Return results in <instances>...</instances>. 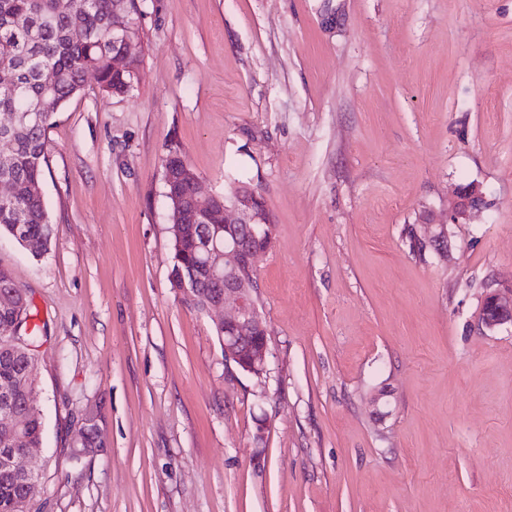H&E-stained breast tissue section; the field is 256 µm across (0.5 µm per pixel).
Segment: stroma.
Returning a JSON list of instances; mask_svg holds the SVG:
<instances>
[{"instance_id":"35a3bbf8","label":"stroma","mask_w":512,"mask_h":512,"mask_svg":"<svg viewBox=\"0 0 512 512\" xmlns=\"http://www.w3.org/2000/svg\"><path fill=\"white\" fill-rule=\"evenodd\" d=\"M141 10L133 90L88 81L47 133V252L0 236L47 325L29 512H512V325L479 322L512 284V0ZM172 149L275 217L266 378L170 286ZM470 182L484 206L410 251Z\"/></svg>"}]
</instances>
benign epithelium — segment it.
Returning a JSON list of instances; mask_svg holds the SVG:
<instances>
[{"mask_svg": "<svg viewBox=\"0 0 512 512\" xmlns=\"http://www.w3.org/2000/svg\"><path fill=\"white\" fill-rule=\"evenodd\" d=\"M119 40L122 51L114 58L113 65L122 70L135 58L131 48L139 39L125 31ZM163 180L170 208L178 213L177 223L170 225L173 241L179 244L189 238L203 219L220 220L212 225L213 236L200 246L198 262L173 281V288L191 301L199 274L224 284L209 294L204 310L232 309L231 316L216 323L224 347V361L233 362L243 372L261 379L268 373V330L253 300L251 284L257 256L271 250L275 242L273 225L266 223L262 216L261 199L250 189L236 191L230 203L220 194L205 196L199 177L189 168L177 177L166 169ZM483 203L484 193L478 184L472 182L461 187L448 209V223H462L470 211ZM507 323L512 324V289H487L481 306V326L491 330ZM0 414L16 420L10 447L0 451V469L25 478L28 500L35 494L39 481L32 445L19 432L22 417L7 409Z\"/></svg>", "mask_w": 512, "mask_h": 512, "instance_id": "1", "label": "benign epithelium"}]
</instances>
